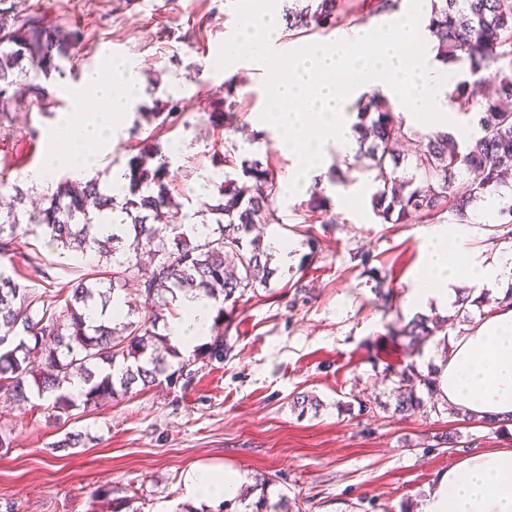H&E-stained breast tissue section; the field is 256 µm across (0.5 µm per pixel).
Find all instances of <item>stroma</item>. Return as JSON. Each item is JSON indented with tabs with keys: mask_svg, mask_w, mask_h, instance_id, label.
<instances>
[{
	"mask_svg": "<svg viewBox=\"0 0 512 512\" xmlns=\"http://www.w3.org/2000/svg\"><path fill=\"white\" fill-rule=\"evenodd\" d=\"M35 3L46 23L80 28L85 40L61 71L34 75L48 93L45 103L23 99L10 130L0 135L1 195L18 186L29 200L42 199L28 178L44 161L69 88L86 70L125 58L138 63L143 93L95 170L100 183L125 170L137 140L156 135L188 223L209 224L213 217L204 206L215 203L224 180L223 168L210 161L216 147L269 158L283 191L264 236L295 249L287 261L273 254L269 286L237 300L223 360L196 363L188 386L136 391L62 424L43 407L19 410L1 395L0 428L10 431L12 444L0 449V512H101L97 492L105 485L113 497L128 500L132 512H175L190 501L188 477L207 471L270 477V498L286 495L292 512H402L416 508L458 457L437 447L435 435L459 433L475 451L512 448V428L465 426L440 400L411 415L395 414L393 371L410 361L425 371L445 354L434 340L412 358L390 336L413 317L405 299L421 266L425 225L381 223L370 204L377 185L364 160L352 155H332L331 164L358 186L354 199L337 203L333 177L323 182L335 223L308 211V193H285L292 159L272 132L253 124L266 105L265 74L242 62L215 69L235 28L227 0ZM232 77L246 85L238 93L242 128L221 143L206 112L211 94ZM173 103L180 121L159 126L154 113ZM19 239L12 267L37 287L41 279L30 257L54 263L60 298L70 297L73 280L95 266L61 258L44 236ZM364 252L385 274L391 300L376 295L363 274L358 257ZM302 394L314 396L319 408L298 415L293 401ZM69 432L84 438L78 454L53 450Z\"/></svg>",
	"mask_w": 512,
	"mask_h": 512,
	"instance_id": "1",
	"label": "stroma"
}]
</instances>
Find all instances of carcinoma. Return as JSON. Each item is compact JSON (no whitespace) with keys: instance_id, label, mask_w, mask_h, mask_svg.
Here are the masks:
<instances>
[{"instance_id":"carcinoma-1","label":"carcinoma","mask_w":512,"mask_h":512,"mask_svg":"<svg viewBox=\"0 0 512 512\" xmlns=\"http://www.w3.org/2000/svg\"><path fill=\"white\" fill-rule=\"evenodd\" d=\"M0 0V131L11 122V105L25 92L35 101L46 98L44 88L27 82L30 73L62 71L61 62L72 59L83 46V32L47 24L35 13H22L17 3ZM401 0H313L288 13V31L304 36L335 28L342 18L369 5L372 15L399 10ZM430 29L437 38V57L443 63L465 60L476 79L450 83L446 95L466 114L477 117L470 142L460 144L448 132L416 140L413 163L420 177L399 173L404 157L395 145L407 136L403 121L394 116L393 104L382 94L359 98L352 131L367 169L378 190L371 196L372 211L384 223L405 224L415 218L429 222L447 212L463 221L473 203L498 196L512 178V0H426ZM237 83L224 82V91L211 102L210 120L218 135H230L241 103ZM213 165L240 169L251 185L239 186L224 173L216 203L207 207L214 223L204 231L186 224L181 204L173 199L167 181V161L156 142L145 141L131 156L121 178L127 193L121 201L105 194L100 183L58 184L48 205L29 214V232L56 241L64 251L85 256L97 254L112 260L116 269L100 291L80 279L71 298L59 306L31 286L0 270V392L23 409L39 399L54 417L72 416L116 402L135 386L147 390L163 382L188 385L190 366L224 358V335L233 321L237 295L267 287L275 275L268 245L253 229L265 222L279 192L278 182L258 159L238 158L227 151L211 155ZM112 209L121 219L112 231H102L100 215ZM19 214H0V257L16 253L20 242ZM152 270L139 276L143 256ZM137 282L145 298L144 311H123L121 292ZM462 291L456 316L467 322L472 308L486 305L487 292ZM192 294L214 301L216 316L210 342L183 358L170 348L158 324L165 309L179 296ZM100 308V320L87 317ZM454 316V317H456ZM454 317L447 320L452 322ZM444 320L418 315L392 329L394 340L407 342L410 353L421 352L437 336ZM394 412L406 415L424 405L418 389L435 395L434 371L423 373L414 362L394 372ZM81 386L80 400L70 387ZM271 481L262 480L250 494H238L243 510L223 512H284V497L272 503Z\"/></svg>"}]
</instances>
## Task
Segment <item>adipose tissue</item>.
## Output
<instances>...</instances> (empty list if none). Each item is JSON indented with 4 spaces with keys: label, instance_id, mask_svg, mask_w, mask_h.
<instances>
[{
    "label": "adipose tissue",
    "instance_id": "ef3b65f1",
    "mask_svg": "<svg viewBox=\"0 0 512 512\" xmlns=\"http://www.w3.org/2000/svg\"><path fill=\"white\" fill-rule=\"evenodd\" d=\"M141 91L133 62L85 72L49 137V161L33 180L49 190L62 174L87 179L99 155L111 151L112 132ZM469 232L465 224L427 230L420 244L423 270L406 295L407 307L418 313L432 305L450 307L464 282L489 288L512 283V250L481 256L467 248ZM179 304L165 334L186 357L208 340L216 310L211 300L193 295L180 297ZM436 375L440 396L459 415L512 427V308L485 311L468 323L437 360ZM418 512H512V448L459 456L429 488Z\"/></svg>",
    "mask_w": 512,
    "mask_h": 512
}]
</instances>
